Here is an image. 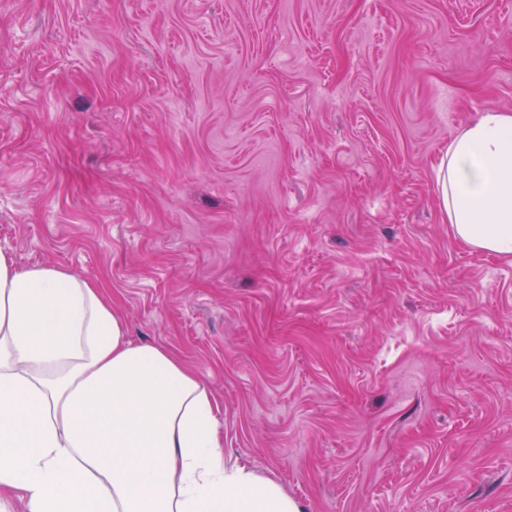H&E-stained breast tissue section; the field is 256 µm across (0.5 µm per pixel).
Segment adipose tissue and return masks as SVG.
Listing matches in <instances>:
<instances>
[{
    "label": "adipose tissue",
    "instance_id": "adipose-tissue-1",
    "mask_svg": "<svg viewBox=\"0 0 512 512\" xmlns=\"http://www.w3.org/2000/svg\"><path fill=\"white\" fill-rule=\"evenodd\" d=\"M455 236L512 256V114L489 110L437 167ZM303 512L224 462L217 407L169 350L134 344L105 291L0 251V512Z\"/></svg>",
    "mask_w": 512,
    "mask_h": 512
}]
</instances>
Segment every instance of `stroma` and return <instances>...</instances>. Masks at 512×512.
Returning a JSON list of instances; mask_svg holds the SVG:
<instances>
[{"label": "stroma", "mask_w": 512, "mask_h": 512, "mask_svg": "<svg viewBox=\"0 0 512 512\" xmlns=\"http://www.w3.org/2000/svg\"><path fill=\"white\" fill-rule=\"evenodd\" d=\"M512 0H0V251L99 283L305 512H512V260L436 169Z\"/></svg>", "instance_id": "35a3bbf8"}]
</instances>
